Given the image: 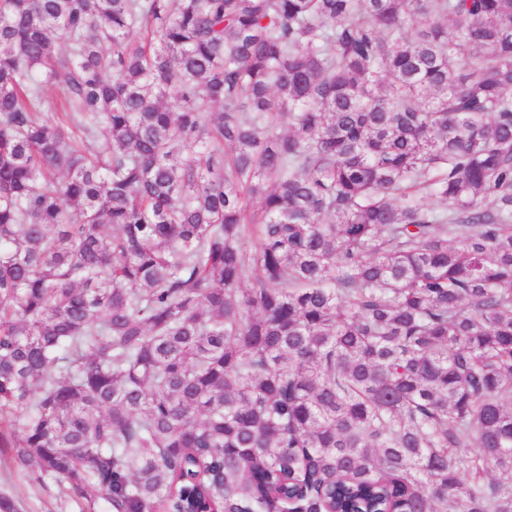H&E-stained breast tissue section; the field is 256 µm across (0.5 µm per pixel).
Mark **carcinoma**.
<instances>
[{"mask_svg": "<svg viewBox=\"0 0 512 512\" xmlns=\"http://www.w3.org/2000/svg\"><path fill=\"white\" fill-rule=\"evenodd\" d=\"M0 448L107 512H512V0H0Z\"/></svg>", "mask_w": 512, "mask_h": 512, "instance_id": "carcinoma-1", "label": "carcinoma"}]
</instances>
